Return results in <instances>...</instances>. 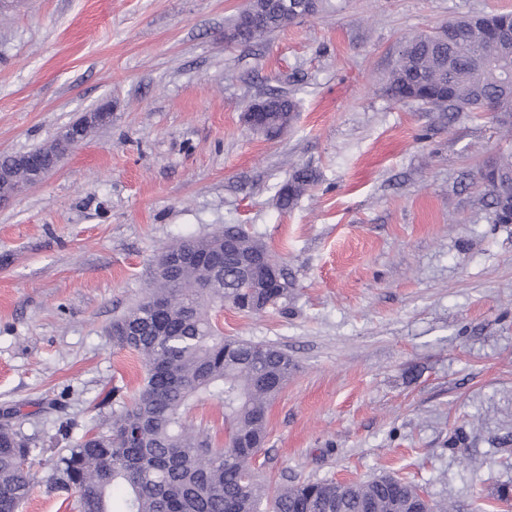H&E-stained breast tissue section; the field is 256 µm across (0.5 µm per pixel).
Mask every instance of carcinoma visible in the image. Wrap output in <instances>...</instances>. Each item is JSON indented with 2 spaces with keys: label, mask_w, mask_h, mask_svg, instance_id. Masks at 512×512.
Returning a JSON list of instances; mask_svg holds the SVG:
<instances>
[{
  "label": "carcinoma",
  "mask_w": 512,
  "mask_h": 512,
  "mask_svg": "<svg viewBox=\"0 0 512 512\" xmlns=\"http://www.w3.org/2000/svg\"><path fill=\"white\" fill-rule=\"evenodd\" d=\"M324 0H256L228 24L227 43L249 45L316 14ZM453 44L438 30L415 34L400 51L387 91L397 102L413 98L436 112H512V13L467 14L448 22ZM274 120L266 135L287 129L299 109L279 93L263 98ZM66 146L52 143L31 154L57 166ZM500 184L479 179L495 219L512 204V155L492 165ZM314 182L297 169L277 193L283 211L294 207ZM256 255L276 265L282 288H253L231 266L216 271L202 262L173 264L178 254ZM293 282L266 245L239 225L226 224L203 237L184 238L157 257L148 294L108 333L113 345L136 353L142 383L130 398L112 390L116 408L106 426L58 451L52 485L77 493L80 512H449L448 505L421 497L410 482L392 475L340 484L305 481L271 487L254 472L266 437L270 403L296 370L283 350L263 342L226 336L210 311L226 304L261 313L288 302ZM224 408V445L209 428L188 416L198 403ZM32 449L9 423L0 424V512H19L32 487L24 468Z\"/></svg>",
  "instance_id": "cac0c4a2"
}]
</instances>
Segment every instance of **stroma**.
<instances>
[{
  "instance_id": "obj_1",
  "label": "stroma",
  "mask_w": 512,
  "mask_h": 512,
  "mask_svg": "<svg viewBox=\"0 0 512 512\" xmlns=\"http://www.w3.org/2000/svg\"><path fill=\"white\" fill-rule=\"evenodd\" d=\"M245 3L0 0V156L112 104L58 170L0 203V422L32 450L22 512H75L46 449L105 426L113 388L143 377L106 326L171 241L227 224L294 282L287 309L212 313L298 365L268 410L267 480L389 473L454 512H512V224L494 223L478 178L512 137L499 114L385 91L415 33L512 0H328L227 44ZM272 91L300 107L269 139L244 114ZM299 167L316 180L280 210Z\"/></svg>"
}]
</instances>
